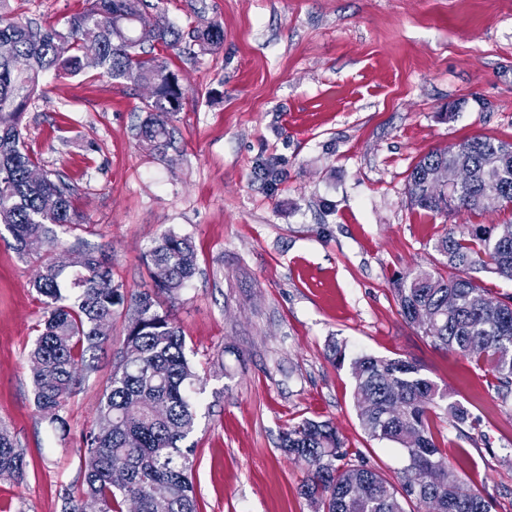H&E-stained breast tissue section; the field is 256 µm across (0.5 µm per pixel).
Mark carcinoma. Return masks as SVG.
<instances>
[{"mask_svg":"<svg viewBox=\"0 0 512 512\" xmlns=\"http://www.w3.org/2000/svg\"><path fill=\"white\" fill-rule=\"evenodd\" d=\"M0 0V225L25 258L39 263L34 287L44 304L43 327L30 353L35 404L66 429L67 398L81 383L108 336L104 324L124 317V343L97 409L96 423L80 438L78 452L96 459L84 475L81 496H62V512H81L86 499L100 512H198L191 473L196 410L189 388L198 375L186 356L181 327L162 308L174 301L196 271L191 238L164 234L149 251L152 287L129 293L112 281L105 254L81 238L72 258L54 257L57 229L81 223L70 187L39 169L23 141L20 122L48 73L80 74L89 64L115 81L152 89L142 135L160 148L171 137L183 88L166 61L149 56L147 42L177 48L182 34L162 14L147 28L143 0H91L65 28H41L11 18ZM202 51L224 44L213 23L193 33ZM466 163L471 179L455 190L428 183L436 166ZM411 207L457 214L512 206V143L471 137L453 149H434L412 167L407 180ZM435 250L446 273L413 268L393 279V295L405 321L431 343L485 367L501 387L512 386V295H493L477 270L512 281V224L472 229L457 226ZM354 401L368 437L403 451L397 482L371 467L363 452L345 448L327 421L304 419L288 427L281 447L306 466L300 494L314 512H495L493 503L468 485L448 460L433 417L455 428L470 422V409L424 377L413 363L362 354L351 360ZM24 453L0 427V470L23 476Z\"/></svg>","mask_w":512,"mask_h":512,"instance_id":"cac0c4a2","label":"carcinoma"}]
</instances>
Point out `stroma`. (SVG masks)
<instances>
[{
	"label": "stroma",
	"instance_id": "35a3bbf8",
	"mask_svg": "<svg viewBox=\"0 0 512 512\" xmlns=\"http://www.w3.org/2000/svg\"><path fill=\"white\" fill-rule=\"evenodd\" d=\"M90 0H8L17 19L63 28ZM183 35L224 28L214 52L156 46L185 91L174 141L139 137L146 87L88 68L46 75L21 120L44 170L74 190L79 234L112 279L151 287L146 255L168 230L191 235L198 272L171 314L200 382L192 481L199 512H311L306 468L281 448L288 425L331 422L387 479L402 453L365 433L348 362L415 363L478 418L435 429L458 474L512 512V395L491 373L405 323L392 281L436 269L458 224H508L512 207L433 215L410 208L407 176L426 153L472 136L512 142V0H161ZM37 267L0 226V422L26 453L0 480V512H61L79 493L82 433L123 347L104 352L68 400L66 429L35 406L28 352L44 306ZM340 344L347 363L336 366Z\"/></svg>",
	"mask_w": 512,
	"mask_h": 512
}]
</instances>
